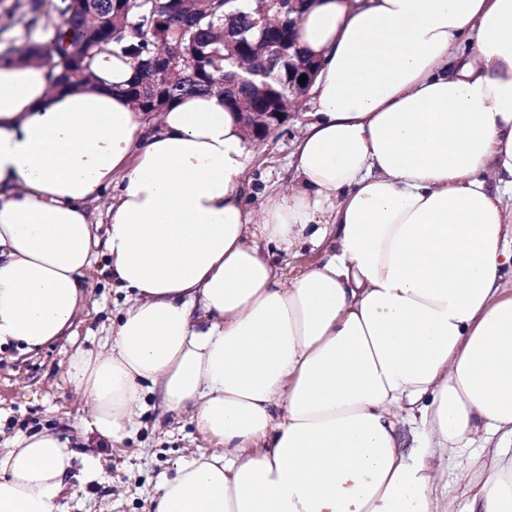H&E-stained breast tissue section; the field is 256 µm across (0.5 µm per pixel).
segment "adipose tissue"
Segmentation results:
<instances>
[{
  "instance_id": "adipose-tissue-1",
  "label": "adipose tissue",
  "mask_w": 512,
  "mask_h": 512,
  "mask_svg": "<svg viewBox=\"0 0 512 512\" xmlns=\"http://www.w3.org/2000/svg\"><path fill=\"white\" fill-rule=\"evenodd\" d=\"M299 40L322 60L312 110L256 216L222 97L151 130L127 57L71 90L0 59V346L71 338L103 256L127 306L108 353L72 357L86 425L122 442L151 394L215 444L152 512H440L436 451L479 440L468 512H512V0H317ZM308 247L324 258L273 262ZM74 458L19 436L0 512H60Z\"/></svg>"
}]
</instances>
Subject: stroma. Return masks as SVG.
<instances>
[{
	"label": "stroma",
	"mask_w": 512,
	"mask_h": 512,
	"mask_svg": "<svg viewBox=\"0 0 512 512\" xmlns=\"http://www.w3.org/2000/svg\"><path fill=\"white\" fill-rule=\"evenodd\" d=\"M309 110V105L299 104L273 134L255 143L247 173L254 190L248 198L252 213L261 209L262 189L281 190L291 181L290 162ZM87 288L88 308L73 340L31 352L0 348V448L11 446L20 434L56 432L77 452L60 498L63 512H149L151 498L173 475L175 462L211 450L212 444L188 413H167L153 404L142 413L137 433L119 444L81 427L86 403L67 379L69 360L79 349L107 352L112 318L124 305L123 294L112 287L106 259L95 262Z\"/></svg>",
	"instance_id": "obj_1"
}]
</instances>
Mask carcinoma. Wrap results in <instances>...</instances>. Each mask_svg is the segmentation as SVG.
Instances as JSON below:
<instances>
[{
  "label": "carcinoma",
  "mask_w": 512,
  "mask_h": 512,
  "mask_svg": "<svg viewBox=\"0 0 512 512\" xmlns=\"http://www.w3.org/2000/svg\"><path fill=\"white\" fill-rule=\"evenodd\" d=\"M17 9L16 5L0 9V58L15 53L13 40L3 34L19 24L29 42L21 56L42 54L49 43H36L33 36L50 35L45 17L52 11L72 33L73 52L56 62L63 70L62 86L67 88L93 84V57L102 46L116 42L123 44V52L134 63L133 77L122 89L133 104L147 76L165 89L166 98L157 105L161 111L187 95H222L235 112L244 111L243 102L256 112H269L274 103L284 111L293 100L286 63L273 67L275 74L266 79L262 91L234 80L249 70L268 68L288 33H297L295 28L288 29L286 3L281 25L272 31L254 25L255 0H27L22 13ZM161 52L172 60L201 62L195 78L171 84L175 75L153 66Z\"/></svg>",
  "instance_id": "cac0c4a2"
}]
</instances>
